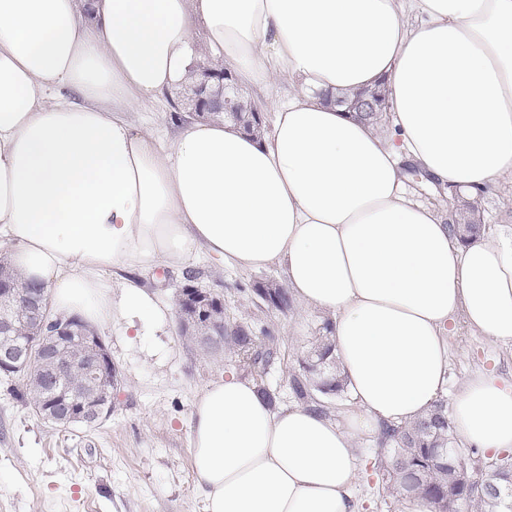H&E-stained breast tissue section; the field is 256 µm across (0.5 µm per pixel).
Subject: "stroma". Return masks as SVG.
I'll list each match as a JSON object with an SVG mask.
<instances>
[{
	"label": "stroma",
	"instance_id": "stroma-1",
	"mask_svg": "<svg viewBox=\"0 0 512 512\" xmlns=\"http://www.w3.org/2000/svg\"><path fill=\"white\" fill-rule=\"evenodd\" d=\"M129 120L169 140L190 116L179 89L159 96L151 111L132 112ZM489 229L512 236V182L501 181L482 200ZM199 286L218 291L231 314L255 333L269 329L280 341V357L264 378L280 393V407L293 405L290 374L304 355L325 315L297 306L284 315L266 308L255 295L258 285L285 282L278 266L243 269L199 253L188 268L156 267L136 272L140 285L162 307H172L175 289L186 285L187 271ZM99 336L119 371L112 417L95 428L65 430L40 420L0 380V512H204L193 483L188 428L192 406L214 380L233 374L248 378L234 357L215 360L181 337L176 318L140 335L122 321L100 327ZM448 385L452 400L472 372L485 370L512 380V349L484 336L459 330L449 339ZM359 478L352 488L355 512H402L387 491L377 464L373 436L356 440Z\"/></svg>",
	"mask_w": 512,
	"mask_h": 512
}]
</instances>
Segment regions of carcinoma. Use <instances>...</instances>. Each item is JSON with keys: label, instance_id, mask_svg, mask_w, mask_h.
<instances>
[{"label": "carcinoma", "instance_id": "1", "mask_svg": "<svg viewBox=\"0 0 512 512\" xmlns=\"http://www.w3.org/2000/svg\"><path fill=\"white\" fill-rule=\"evenodd\" d=\"M367 99L372 100V105L369 111L360 113L359 118L376 126L388 112L384 93H379L376 99L364 91L344 94L336 97L335 103L349 110L363 106ZM224 118L249 132L261 130L250 97L245 94L235 99L234 112ZM448 198L452 205L453 232L461 243L467 244L484 229L478 202L456 191L448 194ZM1 288H11L21 295L39 291V287L26 282L11 267L6 257L0 258ZM254 292L258 296L268 295L267 307L282 314L295 309L294 298L286 288L277 286L267 291L258 286ZM1 318L15 326L17 336L30 335L37 325L34 311L22 302L0 304ZM332 330V321H323L289 382L291 393L299 403L326 415L329 411L324 399H341L348 390V382L337 367ZM213 335L220 336L222 343L201 347L206 356L216 359L227 351L237 358L240 366L260 376L268 369L279 346V339L272 332L257 336L248 325L229 316L224 308L217 310L213 322L199 328L192 324L186 332L191 341L198 336ZM66 341L65 348L73 354V360L64 378L58 380L52 376L46 384L30 386L18 373L6 376L8 380L19 381L21 389L16 391L19 400L35 408L58 395L75 403L82 401L85 385L92 383L85 369L93 355L74 337L68 336ZM376 443L387 449L380 460V468L387 488L396 495H423L430 500L432 512H512V454L486 457L480 483L469 482L463 470L469 466L477 449L464 448L458 443L448 416V405L443 400H437L426 415L413 422L381 426Z\"/></svg>", "mask_w": 512, "mask_h": 512}]
</instances>
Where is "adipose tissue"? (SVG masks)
<instances>
[{
  "label": "adipose tissue",
  "instance_id": "obj_1",
  "mask_svg": "<svg viewBox=\"0 0 512 512\" xmlns=\"http://www.w3.org/2000/svg\"><path fill=\"white\" fill-rule=\"evenodd\" d=\"M206 59L284 86L267 137L191 121L163 145L127 120ZM380 83L384 129L319 99ZM408 163L473 192L512 178V0H0V242L57 312L163 324L109 272L204 251L279 265L295 301L334 315L343 419L272 409L234 375L196 399L205 512H353L356 436L437 400L455 322L512 348V240L459 243ZM449 417L465 447L512 448V383L471 374Z\"/></svg>",
  "mask_w": 512,
  "mask_h": 512
}]
</instances>
